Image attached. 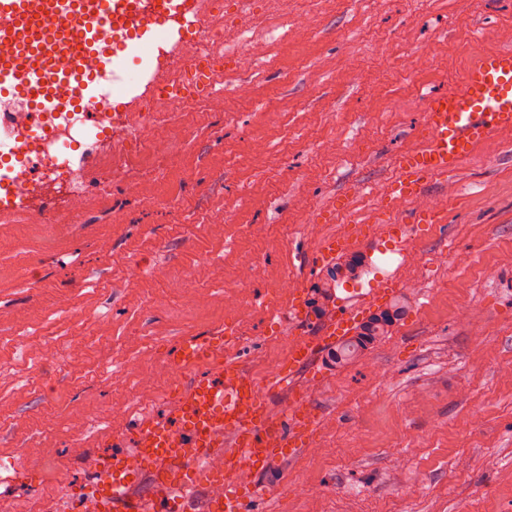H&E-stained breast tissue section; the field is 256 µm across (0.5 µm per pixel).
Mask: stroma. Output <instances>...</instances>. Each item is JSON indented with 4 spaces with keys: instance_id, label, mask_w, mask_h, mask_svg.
Masks as SVG:
<instances>
[{
    "instance_id": "1",
    "label": "stroma",
    "mask_w": 512,
    "mask_h": 512,
    "mask_svg": "<svg viewBox=\"0 0 512 512\" xmlns=\"http://www.w3.org/2000/svg\"><path fill=\"white\" fill-rule=\"evenodd\" d=\"M203 22L224 29V74L206 104L163 117L167 157L125 158L145 130L108 134L79 156L82 223H64L56 181L0 216V462L33 470L0 485V512H67L96 478L86 457L133 450L146 420H171L165 356L233 321L228 284L278 307L244 313L233 353L266 377L268 337L318 322L307 302L327 268L310 261L309 226L336 231L345 210L366 224L378 203L357 188L390 180L425 97L456 88L477 51L512 48V0H207ZM357 140L370 151L347 158ZM427 195L452 200L447 223L416 227L426 252L453 247L415 271L433 309L396 277L408 302L397 339L342 367L323 351L298 368L322 444L254 473L286 494L258 512H512V134ZM353 250L365 267L336 288V311L400 261L372 233ZM286 273L306 302L297 312L275 293Z\"/></svg>"
}]
</instances>
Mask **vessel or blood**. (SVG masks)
I'll return each instance as SVG.
<instances>
[{"label":"vessel or blood","mask_w":512,"mask_h":512,"mask_svg":"<svg viewBox=\"0 0 512 512\" xmlns=\"http://www.w3.org/2000/svg\"><path fill=\"white\" fill-rule=\"evenodd\" d=\"M200 0H0V42L13 53L0 58V89H14L36 107L50 104L53 84L76 79L86 55L107 43L115 28L141 37L157 34V69H164L179 45L177 32L200 27ZM215 60L190 57L185 80L173 88L176 96L213 95L210 74ZM426 136L422 144L403 152L389 182L384 202L391 221L376 223L375 233L390 238L397 226L444 224L448 214L419 204L430 185L446 179L474 148L497 134L512 132V48L480 52L459 88L427 97L423 105ZM0 157L19 151L9 114H0ZM352 245L348 236L329 233L315 244L317 264L333 262ZM363 305L334 315L315 336L300 339L289 357V369L258 382L238 363L224 357L230 324L202 336L183 337L167 356L183 381L172 405L174 423L149 421L140 427L133 452L97 460L94 484L98 512H177L195 483L220 486L223 496L209 497L207 512H252L253 502H277L279 493L251 484L249 473L267 469L309 447L323 418L303 402L280 412L269 409L267 391L299 389L296 367L313 360L318 351L349 335ZM211 369L208 377L195 367ZM241 470L225 484V467ZM150 472L149 493L132 489L143 472Z\"/></svg>","instance_id":"b4317fda"}]
</instances>
